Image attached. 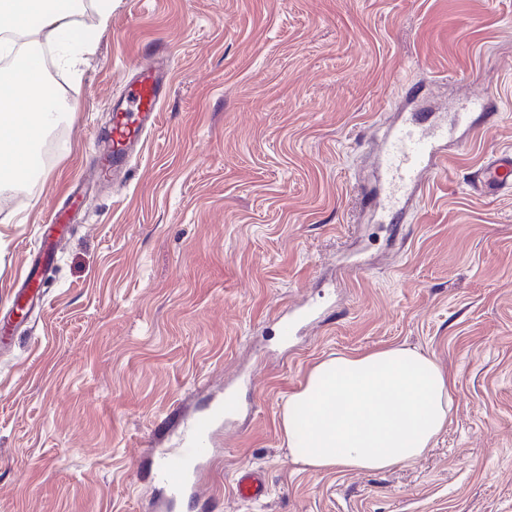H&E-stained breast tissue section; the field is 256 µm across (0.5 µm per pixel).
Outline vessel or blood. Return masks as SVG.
<instances>
[{"instance_id": "b4317fda", "label": "vessel or blood", "mask_w": 512, "mask_h": 512, "mask_svg": "<svg viewBox=\"0 0 512 512\" xmlns=\"http://www.w3.org/2000/svg\"><path fill=\"white\" fill-rule=\"evenodd\" d=\"M143 54L145 61L127 82L124 97L113 104L112 128L96 161L95 173L105 183L126 174L146 135L156 126L170 87L168 46L154 42L144 48ZM470 102L473 112H458L449 120L432 113L415 112L386 133L375 157L383 187L378 205L386 218L396 220L404 215L422 187L426 170L446 151L453 129L471 126L473 117H488L489 103L485 97L474 96ZM479 179L490 190L511 186L512 154L485 163ZM239 411L235 393L225 392L223 402L209 413L186 422L175 447L154 452L153 478L163 491L155 505L156 512H169L174 502L199 496L202 475L217 460L213 446L217 426ZM234 492L240 501L253 502L266 495L267 487L259 473L242 469L234 479Z\"/></svg>"}]
</instances>
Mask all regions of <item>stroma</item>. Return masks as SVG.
Segmentation results:
<instances>
[{
  "mask_svg": "<svg viewBox=\"0 0 512 512\" xmlns=\"http://www.w3.org/2000/svg\"><path fill=\"white\" fill-rule=\"evenodd\" d=\"M97 5L78 68L54 66L59 148L0 191V309L145 43L168 45L172 81L125 179L70 211L39 306L0 330V512H152V449L248 373L213 512H512V189H476L512 153V0H112L103 26ZM414 88L496 116L455 131L392 225L372 155ZM347 256L363 267L340 284ZM305 300L325 320L285 344ZM401 344L455 384L434 446L386 471L292 464L280 408L312 366ZM248 466L269 485L255 502L233 490Z\"/></svg>",
  "mask_w": 512,
  "mask_h": 512,
  "instance_id": "1",
  "label": "stroma"
}]
</instances>
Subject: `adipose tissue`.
<instances>
[{"mask_svg":"<svg viewBox=\"0 0 512 512\" xmlns=\"http://www.w3.org/2000/svg\"><path fill=\"white\" fill-rule=\"evenodd\" d=\"M80 0H0V31L29 36L0 78V184L17 183L33 145L63 120L46 88L42 45L66 46L82 30ZM454 384L436 360L403 345L315 364L289 394L280 427L305 470L380 471L410 462L446 429Z\"/></svg>","mask_w":512,"mask_h":512,"instance_id":"ef3b65f1","label":"adipose tissue"}]
</instances>
